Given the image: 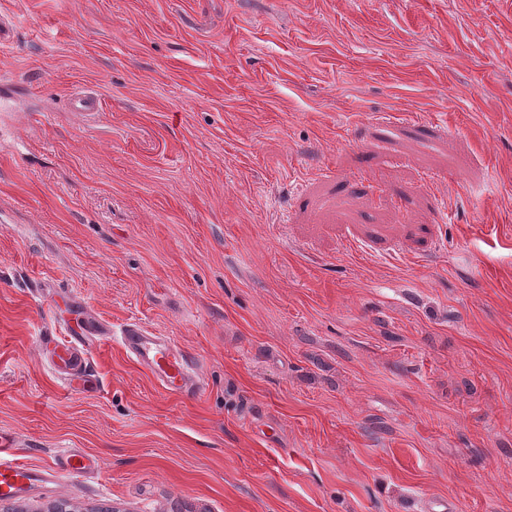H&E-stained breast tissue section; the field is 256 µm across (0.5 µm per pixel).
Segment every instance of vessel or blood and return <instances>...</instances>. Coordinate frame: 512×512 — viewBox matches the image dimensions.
<instances>
[{
  "label": "vessel or blood",
  "mask_w": 512,
  "mask_h": 512,
  "mask_svg": "<svg viewBox=\"0 0 512 512\" xmlns=\"http://www.w3.org/2000/svg\"><path fill=\"white\" fill-rule=\"evenodd\" d=\"M98 333V327L88 321L83 326L82 335L72 337L67 344L62 345L58 353V364L66 375L79 374L82 359L78 347L84 338L96 336ZM120 345L128 358L152 373L166 393L184 398L197 395V387L190 382L193 361L171 341L131 323L123 331ZM20 454V449L15 448L13 441L0 434V498H16L52 483L62 471L79 475L92 471L97 466L93 457L77 451L58 456L53 463L39 468L22 461Z\"/></svg>",
  "instance_id": "obj_1"
}]
</instances>
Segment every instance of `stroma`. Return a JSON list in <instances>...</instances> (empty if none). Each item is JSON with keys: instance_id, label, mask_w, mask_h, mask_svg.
<instances>
[{"instance_id": "35a3bbf8", "label": "stroma", "mask_w": 512, "mask_h": 512, "mask_svg": "<svg viewBox=\"0 0 512 512\" xmlns=\"http://www.w3.org/2000/svg\"><path fill=\"white\" fill-rule=\"evenodd\" d=\"M0 17V433L99 464L13 512H512V0ZM82 330L85 336H72L67 344H63L59 353H57L58 364L65 370L64 373L67 376L82 374L80 373L82 359L79 355L78 345H82L86 338L100 335L99 328L90 321L85 322ZM120 345L128 358L152 373L166 393L190 398L200 392L190 383L193 360L171 341L130 323L122 333Z\"/></svg>"}]
</instances>
